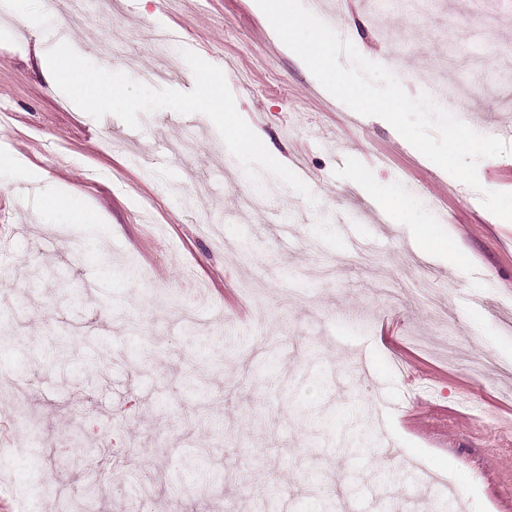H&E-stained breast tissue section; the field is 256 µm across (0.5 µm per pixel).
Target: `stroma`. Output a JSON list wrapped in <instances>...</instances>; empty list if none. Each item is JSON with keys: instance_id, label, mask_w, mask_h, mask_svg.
Here are the masks:
<instances>
[{"instance_id": "obj_1", "label": "stroma", "mask_w": 512, "mask_h": 512, "mask_svg": "<svg viewBox=\"0 0 512 512\" xmlns=\"http://www.w3.org/2000/svg\"><path fill=\"white\" fill-rule=\"evenodd\" d=\"M327 3L320 19L410 96L428 73L512 143L503 0ZM62 18L65 52L123 86L109 111L43 73L34 47ZM208 86L263 145L188 111ZM46 186L69 206L36 207ZM479 191L329 94L255 0H107L94 20L25 0L0 20V316L33 307L0 345V499L26 512L38 474L65 497L97 482L93 512H512V222ZM33 428L43 455L15 454ZM202 446L213 492L190 502ZM116 461L141 482H109Z\"/></svg>"}]
</instances>
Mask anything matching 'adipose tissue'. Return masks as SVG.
<instances>
[{
    "mask_svg": "<svg viewBox=\"0 0 512 512\" xmlns=\"http://www.w3.org/2000/svg\"><path fill=\"white\" fill-rule=\"evenodd\" d=\"M36 55L43 69L50 75L60 76L68 85L79 106L89 112H100L108 109L111 99L120 95V86H113L110 94L98 95L92 90L95 78L83 69L80 63L67 55L61 54L45 45H38ZM190 110L209 112L224 121L225 129L237 138L243 148H250L255 134L233 112L225 109L224 101L217 96H202L191 100L188 104Z\"/></svg>",
    "mask_w": 512,
    "mask_h": 512,
    "instance_id": "1",
    "label": "adipose tissue"
}]
</instances>
